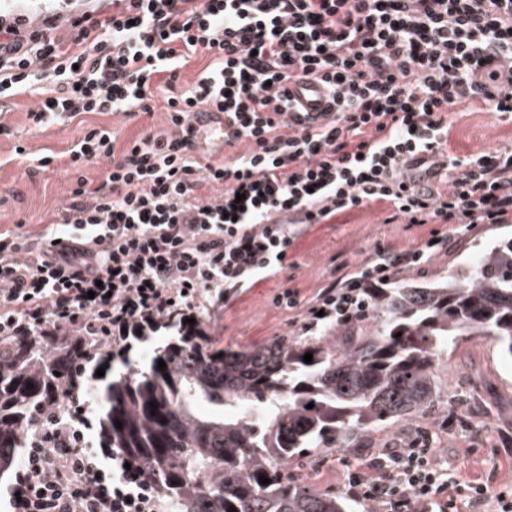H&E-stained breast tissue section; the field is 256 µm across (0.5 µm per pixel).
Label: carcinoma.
Instances as JSON below:
<instances>
[{
  "instance_id": "1",
  "label": "carcinoma",
  "mask_w": 512,
  "mask_h": 512,
  "mask_svg": "<svg viewBox=\"0 0 512 512\" xmlns=\"http://www.w3.org/2000/svg\"><path fill=\"white\" fill-rule=\"evenodd\" d=\"M167 328L173 334L142 364L130 360V347L110 344L89 361L82 336L0 339V478L35 418L92 387L102 447L150 479L173 512H355L346 497L297 484L288 465L365 448L434 410L436 370L470 336L492 338L512 361V233L444 277L376 289L373 316L334 343L282 338L229 352L208 341L199 321L177 318ZM261 475L271 483H259Z\"/></svg>"
}]
</instances>
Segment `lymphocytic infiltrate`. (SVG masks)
<instances>
[{
	"label": "lymphocytic infiltrate",
	"instance_id": "1",
	"mask_svg": "<svg viewBox=\"0 0 512 512\" xmlns=\"http://www.w3.org/2000/svg\"><path fill=\"white\" fill-rule=\"evenodd\" d=\"M210 61L180 86L196 57ZM310 78L330 99L311 115L289 88ZM165 90L167 130L117 148L96 124L63 152L70 202L0 229V337L85 336L127 343L210 298L285 268L295 224L380 204L391 221L512 224V148L445 151L453 112L512 114V0H106L0 11V136L13 98L36 95L30 129L85 114L132 119ZM224 114L226 159L198 151L193 112ZM104 164L99 183L84 175ZM214 186L202 195L203 186ZM449 236L377 249L334 278L299 317L316 334L368 315L373 289L421 269ZM92 402L64 404L31 431L8 488L12 512H170L145 478L88 441ZM344 488L380 512H481L466 483L411 441L346 466Z\"/></svg>",
	"mask_w": 512,
	"mask_h": 512
}]
</instances>
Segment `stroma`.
I'll list each match as a JSON object with an SVG mask.
<instances>
[{
    "label": "stroma",
    "mask_w": 512,
    "mask_h": 512,
    "mask_svg": "<svg viewBox=\"0 0 512 512\" xmlns=\"http://www.w3.org/2000/svg\"><path fill=\"white\" fill-rule=\"evenodd\" d=\"M90 124H109L118 134V145L138 138L144 131L163 133L166 128L162 92L154 94V111L134 119L117 114L86 115ZM77 124L30 131L15 139L0 137V226L15 221L38 224L48 211L68 202L72 185L61 167L30 177L25 160L15 157V144L34 152H63L81 134ZM512 146V122L481 104L460 106L451 119L447 150L464 157ZM386 206L373 204L337 215L328 224L297 225V236L288 252L289 269L258 281L229 298L209 303L204 321L211 342L229 350H253L282 337H295L296 311L279 306L285 291L300 302L313 299L332 278L339 264L361 265L382 247L400 252L418 246L432 232L448 233V225L390 224ZM504 224H480L459 240L452 250L438 254L412 279H435L460 262L478 257L489 240L507 232ZM441 389L438 411L404 424L395 436L381 435V445L399 448L415 439L428 438L433 459L442 469L466 480L485 481L492 492L512 489V362L503 359L495 342L486 336L462 341L444 357L437 369ZM345 453L327 452L302 459L290 469L298 481L319 492H341Z\"/></svg>",
    "instance_id": "obj_1"
}]
</instances>
